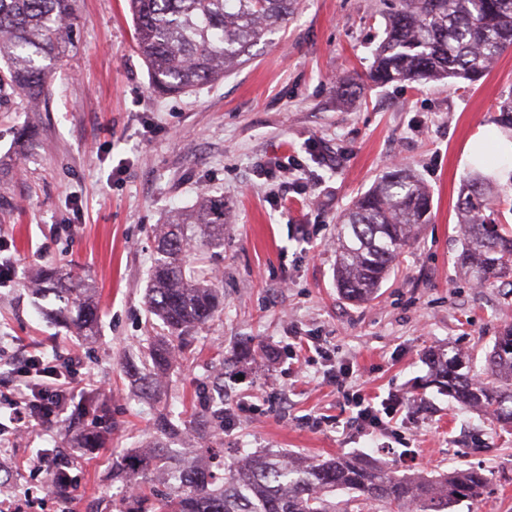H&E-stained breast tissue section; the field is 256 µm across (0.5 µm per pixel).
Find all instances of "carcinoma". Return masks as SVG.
<instances>
[{
    "mask_svg": "<svg viewBox=\"0 0 512 512\" xmlns=\"http://www.w3.org/2000/svg\"><path fill=\"white\" fill-rule=\"evenodd\" d=\"M297 0H128L136 44L152 87L171 94L208 84L251 58V48L295 10ZM76 19L74 0H0V85L28 100L43 94L56 61L66 57ZM512 48V0H398L368 75L374 84L460 78L475 82ZM495 179L478 170L459 201L465 273L478 284L512 276V225L495 218L505 203ZM431 220L423 182L395 167L357 196L336 225V284L352 300L373 297L416 230ZM224 247V201L204 196L158 233L157 257L147 296L168 336L149 350L152 369L166 368L189 330L203 326L222 306L221 281L190 263L193 245ZM51 312L92 336L99 312L84 278L48 272ZM438 389L467 407L512 424V319L507 318L483 367L460 371L456 358L433 361ZM204 422L224 425V399L217 397ZM179 465L177 485L152 500L135 493L116 512H341L331 493L352 494L357 512H451L454 504L479 502L488 486L481 469L438 476L403 473L359 457L313 461L269 451L221 464ZM50 480L70 485V467L56 458Z\"/></svg>",
    "mask_w": 512,
    "mask_h": 512,
    "instance_id": "carcinoma-1",
    "label": "carcinoma"
}]
</instances>
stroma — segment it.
I'll return each mask as SVG.
<instances>
[{"label": "stroma", "instance_id": "1", "mask_svg": "<svg viewBox=\"0 0 512 512\" xmlns=\"http://www.w3.org/2000/svg\"><path fill=\"white\" fill-rule=\"evenodd\" d=\"M396 0H299L287 23L223 79L181 94L155 92L134 42L126 0H77L76 47L52 69L37 106L0 93V346L64 360L79 354L76 396L93 389L105 414L69 408L10 448L12 495L24 512H66L42 500L34 448L68 452L83 435L100 448L72 458L76 512H113L125 487L112 464L155 445L179 460L197 447L201 415L224 382L234 422L218 436L225 460L271 450L328 460L364 456L397 472L478 466L490 480L478 503L453 512H512V427L430 386V353L483 365L512 310V285L476 288L463 274L459 192L471 173L468 140L494 125L512 97V50L479 81L366 83ZM364 79L360 93L339 84ZM399 157L429 188L423 225L373 299L336 290V220ZM286 166L268 178L259 163ZM223 199L224 250L202 256L224 283L221 312L194 332L184 355L143 394L129 372L165 335L146 309L155 229ZM90 279L97 332L81 336L48 318L29 282L45 266ZM262 344L256 360L243 343ZM352 365L343 387L323 377ZM404 397L387 431L348 423L349 393ZM167 415L176 436L154 429ZM415 459L402 458L403 449Z\"/></svg>", "mask_w": 512, "mask_h": 512}]
</instances>
